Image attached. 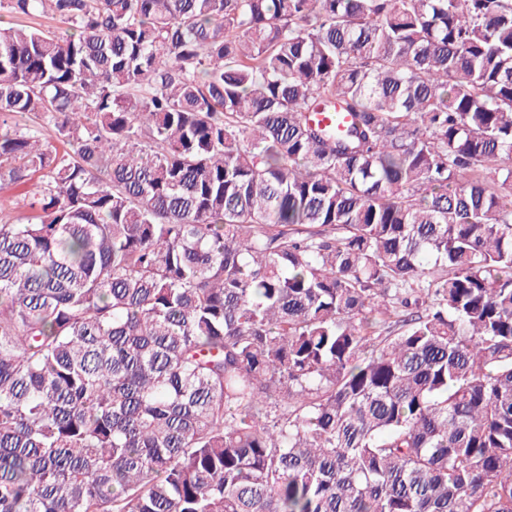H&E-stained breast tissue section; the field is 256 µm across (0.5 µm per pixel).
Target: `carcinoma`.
Listing matches in <instances>:
<instances>
[{"instance_id":"cac0c4a2","label":"carcinoma","mask_w":512,"mask_h":512,"mask_svg":"<svg viewBox=\"0 0 512 512\" xmlns=\"http://www.w3.org/2000/svg\"><path fill=\"white\" fill-rule=\"evenodd\" d=\"M47 9L0 512H512V0H0Z\"/></svg>"}]
</instances>
